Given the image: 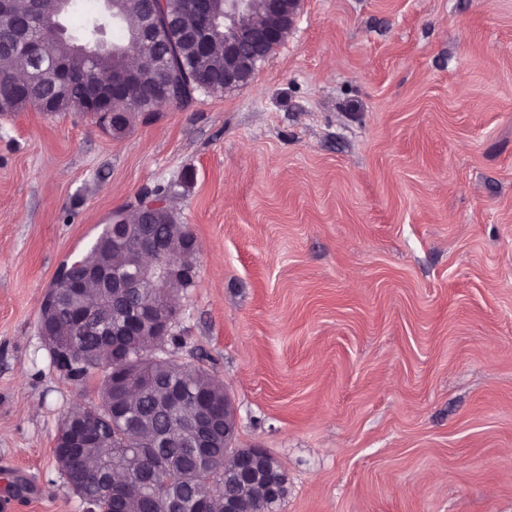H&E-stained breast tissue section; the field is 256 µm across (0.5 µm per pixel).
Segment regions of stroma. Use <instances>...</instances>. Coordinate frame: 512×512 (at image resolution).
Returning <instances> with one entry per match:
<instances>
[{"label": "stroma", "instance_id": "1", "mask_svg": "<svg viewBox=\"0 0 512 512\" xmlns=\"http://www.w3.org/2000/svg\"><path fill=\"white\" fill-rule=\"evenodd\" d=\"M182 182L185 342L288 475L276 512H512V0H303L246 86L139 115L0 114V512H83L93 398L38 327L114 211Z\"/></svg>", "mask_w": 512, "mask_h": 512}]
</instances>
